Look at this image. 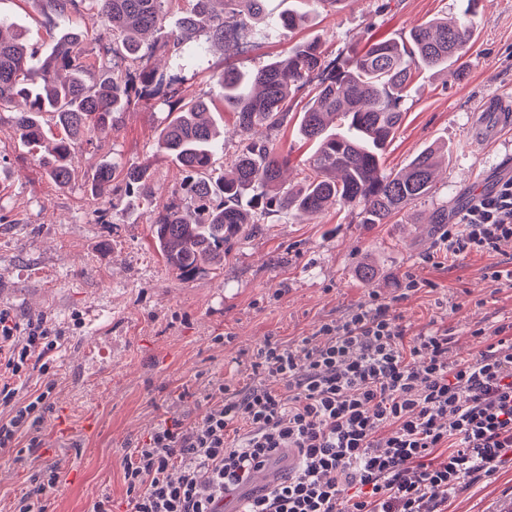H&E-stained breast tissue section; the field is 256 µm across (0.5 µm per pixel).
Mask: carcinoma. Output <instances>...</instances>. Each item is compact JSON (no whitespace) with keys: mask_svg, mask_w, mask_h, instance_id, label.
<instances>
[{"mask_svg":"<svg viewBox=\"0 0 512 512\" xmlns=\"http://www.w3.org/2000/svg\"><path fill=\"white\" fill-rule=\"evenodd\" d=\"M165 0H48L54 10L96 11L107 36L121 42L129 57L142 61L172 42L141 45L139 36L160 28ZM265 0H192L182 18L185 33L206 40L235 41L249 23L263 15ZM453 22L434 19L413 27L399 40L376 42L338 65L326 61L316 40L295 45L288 54L252 74L224 69V109L235 116L241 149L224 173L211 176L218 149L217 131L201 99L180 100L158 136L161 154L187 173L184 190L192 204L171 203L149 215L151 236L164 263L188 279L200 259L224 261V244L248 225L262 224L273 212L322 213L336 205L358 209L360 223L388 219L433 190L441 148L418 153L403 169L386 173L382 158L400 128L415 72L420 68L453 70L460 77L469 62L467 49L475 29L474 4ZM83 34L66 33L40 66H30L35 52L20 35L7 36L0 23V106L16 107L13 122L19 140L40 152L51 178L64 186L74 176L72 144L112 121L115 114L142 100L169 97L173 78L148 65L134 76L90 80ZM317 79L315 94L301 114L298 129L315 145L309 166L313 176L296 190L281 182L289 158L269 140H255L258 126L280 127L288 119L292 90ZM50 113L55 128L44 125ZM135 188L142 199L153 195L147 166L120 168L102 161L91 175L92 188L105 191L116 179ZM248 204H243V201Z\"/></svg>","mask_w":512,"mask_h":512,"instance_id":"cac0c4a2","label":"carcinoma"}]
</instances>
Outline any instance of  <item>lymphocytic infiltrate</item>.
I'll return each mask as SVG.
<instances>
[{"instance_id":"f902f5d3","label":"lymphocytic infiltrate","mask_w":512,"mask_h":512,"mask_svg":"<svg viewBox=\"0 0 512 512\" xmlns=\"http://www.w3.org/2000/svg\"><path fill=\"white\" fill-rule=\"evenodd\" d=\"M512 239V180L443 232L450 254L493 252ZM322 344L297 353L266 342L261 382L218 386L200 423L162 425L129 449L131 512H217L228 489L282 448L298 463L237 512H443L467 482L512 461V323L479 357L448 361L447 333L405 345L386 304L371 301L322 324ZM61 345L42 323L19 326L0 309V363L17 376ZM0 386V448L17 447L46 410L48 392L20 402ZM179 476H171L172 468Z\"/></svg>"}]
</instances>
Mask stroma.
I'll use <instances>...</instances> for the list:
<instances>
[{"instance_id": "obj_1", "label": "stroma", "mask_w": 512, "mask_h": 512, "mask_svg": "<svg viewBox=\"0 0 512 512\" xmlns=\"http://www.w3.org/2000/svg\"><path fill=\"white\" fill-rule=\"evenodd\" d=\"M298 4L266 0L264 22L237 45H208L193 34L183 46L198 49L194 60L172 51L151 60L175 78L179 99H204L223 123L216 171L239 145L235 117L224 109L225 66L252 73L311 39L327 58L346 56L427 20L459 17L466 0H344L312 11L305 27H281V14ZM0 21L42 59L75 29L85 32L89 55L112 58V40L101 38V23L87 10L57 14L47 0H0ZM475 21L468 71L445 81L420 70L383 159L385 170L396 171L427 147L445 146L448 159L429 196L386 224L360 223L347 206L313 217L271 215L225 244L223 267L203 265L187 281L165 266L148 224V207L185 200L181 169L157 151L169 102L132 106L111 127L75 141V176L65 186L20 142L13 108H0V309L22 324L43 320L63 338L48 374H0V384L17 387L19 399L46 390L51 403L34 431L40 448L0 450V512H14L19 498L39 493L44 470L55 462L60 478L41 493L46 512H92L105 497L112 512H130L122 464L129 448L146 443L163 423L200 421L212 386L257 383V351L266 340L301 347L321 324L371 300L388 304L406 342L449 331L452 362L476 358L487 332L512 322V287L485 275L487 266L512 258V241L491 254L451 258L441 225L430 221L444 210L457 222L465 201L512 178V123L494 101L512 96V0H482ZM312 95L308 86L295 93L293 112L275 134L290 159L284 179L292 189L310 173L314 147L298 135L297 121ZM104 160L122 168L149 164L151 205L120 186L92 191L89 176ZM367 263L377 272L370 282L361 275ZM411 278L417 290H406ZM511 505L509 462L468 483L449 499L447 512H502Z\"/></svg>"}]
</instances>
